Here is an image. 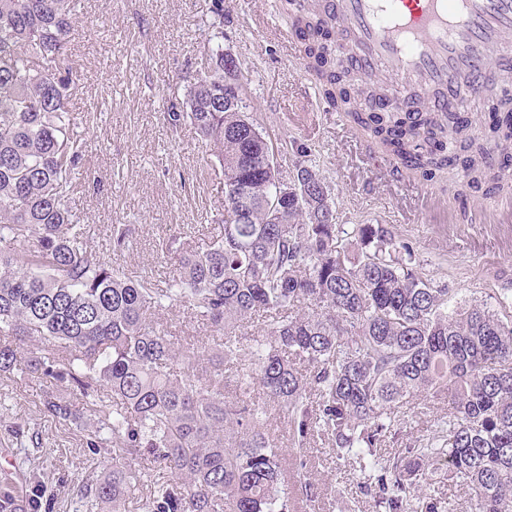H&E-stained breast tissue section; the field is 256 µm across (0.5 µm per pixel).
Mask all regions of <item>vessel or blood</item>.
Returning <instances> with one entry per match:
<instances>
[{
    "label": "vessel or blood",
    "mask_w": 512,
    "mask_h": 512,
    "mask_svg": "<svg viewBox=\"0 0 512 512\" xmlns=\"http://www.w3.org/2000/svg\"><path fill=\"white\" fill-rule=\"evenodd\" d=\"M331 29L339 64L393 112H455L512 83V0H296ZM367 99V106H374Z\"/></svg>",
    "instance_id": "vessel-or-blood-1"
}]
</instances>
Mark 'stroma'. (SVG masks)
Here are the masks:
<instances>
[{
	"mask_svg": "<svg viewBox=\"0 0 512 512\" xmlns=\"http://www.w3.org/2000/svg\"><path fill=\"white\" fill-rule=\"evenodd\" d=\"M221 44L240 64L247 111L283 167L298 150L326 176L333 211L344 232L382 224L409 243L419 272L448 285L460 300L487 301L512 289V212L477 213L455 221L454 183L440 177L405 183L374 162L363 134L303 77L299 60L264 33L257 20L286 28L274 0H222ZM213 0H78V34L70 53L80 79L71 99L86 142L79 194L88 244L136 279H171L170 236L203 247L224 219V174L191 126L172 129L164 114L179 103L184 78L201 69L213 35ZM130 228L131 247L113 254L110 228ZM46 385L17 374L0 377V450L5 425L25 422L39 432L35 456L48 474L53 512H75L79 482L104 471L108 451L93 453L82 426L43 413ZM307 478L318 497L297 498L295 512H373L361 493L357 465L337 460L322 439L305 453Z\"/></svg>",
	"mask_w": 512,
	"mask_h": 512,
	"instance_id": "35a3bbf8",
	"label": "stroma"
}]
</instances>
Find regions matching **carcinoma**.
Returning a JSON list of instances; mask_svg holds the SVG:
<instances>
[{"label": "carcinoma", "mask_w": 512, "mask_h": 512, "mask_svg": "<svg viewBox=\"0 0 512 512\" xmlns=\"http://www.w3.org/2000/svg\"><path fill=\"white\" fill-rule=\"evenodd\" d=\"M76 0H0V373L49 384L45 412L83 421L87 446L112 448V467L82 479V512H295L283 451L267 428L270 402L295 447L325 436L358 464L378 512H438L420 493L427 469L475 491L473 512H512V301L495 310L458 302L418 271L413 251L383 224L340 235L321 172L286 179L263 131L224 110V50L187 79L165 113L191 125L224 173V224L207 247L175 236L178 274L165 288L129 277L88 246L76 207L84 143L70 110ZM303 61L327 96L389 157L431 180L462 172L492 193L512 162L487 164L486 144H512V112L483 125L465 112H360L354 77L336 66L316 15H294ZM129 229L112 227V251ZM179 306L216 334L176 342L156 312ZM266 336L237 334L254 316ZM239 395L224 396L227 379ZM448 403L427 438L393 454L395 405ZM0 512H51L41 481L25 477L28 444L15 423ZM156 468L148 491L138 459Z\"/></svg>", "instance_id": "cac0c4a2"}]
</instances>
